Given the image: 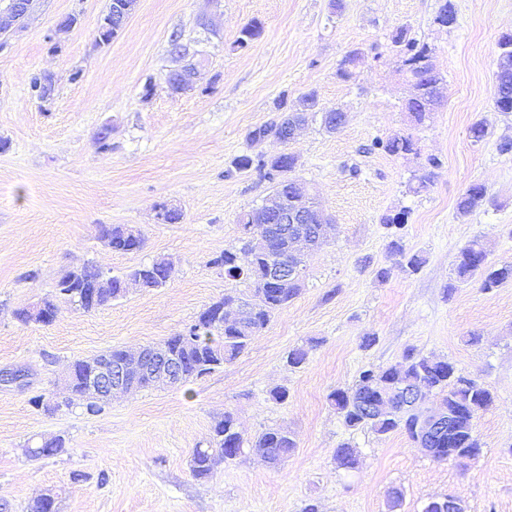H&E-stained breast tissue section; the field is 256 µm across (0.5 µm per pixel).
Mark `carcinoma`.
<instances>
[{
	"label": "carcinoma",
	"mask_w": 512,
	"mask_h": 512,
	"mask_svg": "<svg viewBox=\"0 0 512 512\" xmlns=\"http://www.w3.org/2000/svg\"><path fill=\"white\" fill-rule=\"evenodd\" d=\"M263 31L262 24L252 20L245 24L234 47L245 49L257 40ZM392 43L398 48L401 70L416 82L423 98L431 99L438 95V86L442 77L431 63V49L425 43L408 34L404 27L398 28L392 35ZM494 101L512 104V74L495 73ZM284 135V125L273 121L256 127L248 134L250 140L266 137L280 138ZM371 149L381 150L389 155L406 157L419 155L416 142L409 136L396 135L387 141L375 140ZM296 158L290 153L273 159L253 158L249 155L238 157L234 166L238 170L252 167L264 172L273 183V191L288 196L293 191L296 180L288 173L295 169ZM440 163L427 159L413 175L414 192H419L431 185L437 177ZM487 202V189L482 184H472L457 201V212L467 216L481 208ZM270 217L263 207L253 208L239 217L242 229L249 226L259 227L269 222ZM101 235L109 238V247L118 252L127 251L123 239V226L109 225L101 228ZM389 252L397 257L396 265L403 271L416 272L424 263L416 253H409L398 239L391 240ZM293 258L288 240H274L271 249L264 254H250L244 247L224 250L213 258L210 264L223 270L224 276L232 279H244L252 284L250 299L259 307L257 318L243 328L215 326L198 335L197 349L190 352L188 375L184 381L205 375L216 368L238 358L250 345L255 336L267 326L274 312L286 307L299 293V289L286 291L270 288L264 284L269 265L278 261L288 262ZM160 262L141 264L126 273L113 277V281L141 279L148 288L166 286L165 278L154 274ZM101 267L95 263L87 264L76 270H69L62 275L55 286L54 298L48 303L78 304L83 289L89 287L98 276ZM454 279L448 283V291H453L456 284L476 278L485 292H490L507 281H512V265L495 266L488 262L485 244L475 239L465 244L458 251L453 267ZM383 388L381 400L390 408L387 413L370 415L363 411V404L375 394V389ZM423 387L439 398L443 408L458 411L449 429L443 436L430 442L436 449L433 459L437 462L452 461L460 467L467 466V461L477 456L476 449L481 444L475 435V419L478 413L493 402L492 393L483 384L473 378L458 373L455 366L447 360L423 356L409 352L402 361L390 365L376 374L370 369L361 371L355 383L347 388H337L329 394V400L343 417L346 426L354 429L368 428L378 435H387L395 431H404L411 438H416L414 409L401 400L400 392L405 388ZM244 440L237 430L232 414L216 421L211 427L208 446L196 448L191 456V473L197 479H206L214 471V456L221 455L224 460H234L241 455ZM458 449L456 456L448 457V447ZM254 447L264 449L265 458L272 464L285 459L296 444L290 433L279 428H269L256 437ZM65 448V438L58 435L48 438L29 450L33 458L52 457Z\"/></svg>",
	"instance_id": "obj_1"
}]
</instances>
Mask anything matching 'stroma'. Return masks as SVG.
<instances>
[{
    "label": "stroma",
    "instance_id": "stroma-1",
    "mask_svg": "<svg viewBox=\"0 0 512 512\" xmlns=\"http://www.w3.org/2000/svg\"><path fill=\"white\" fill-rule=\"evenodd\" d=\"M444 0H138L112 42H96L108 0H35L22 28L0 45V372L20 369L19 386L0 385V503L29 512L51 492L59 512H388L399 487V512H422L450 495L465 512H512V281L484 292L478 281L448 291L458 250L481 239L496 265L512 264V112L493 106L497 41L512 31V0H451L452 27L436 23ZM77 17L68 33L57 31ZM263 32L234 48L251 20ZM426 43L445 83L443 102L417 125L403 112L412 88L392 43L399 27ZM187 45L186 60L170 36ZM353 76L336 71L353 50ZM189 62L196 86L171 93V71ZM81 80H72L75 70ZM54 80L51 99L31 96L33 76ZM152 92H145V82ZM315 92L321 106L339 107L346 122L326 132L309 120L289 146L248 133L271 121L280 100L295 104ZM488 128L474 141L476 122ZM109 129V149L99 133ZM409 135L419 157L371 150L375 139ZM298 157L294 176L334 229L307 260L305 285L278 311L249 349L210 374L174 386L116 397L97 414L81 399L56 413L34 396L62 394L61 378L77 358L110 348L130 351L164 341L193 323L210 303L250 282L231 280L211 261L240 246V215L261 205L270 181L255 169L237 171L242 155ZM437 157L434 183L413 192L420 158ZM484 184L489 201L460 216V195ZM180 210L163 223L159 205ZM409 217L399 235L422 268H396L383 215ZM104 224L139 229L144 246L109 249ZM165 257L174 263L166 286L130 287L112 305L90 312L61 304L48 325L23 323L18 308L53 294L60 275L95 262L119 275ZM388 278H377L378 269ZM374 337L363 347L364 337ZM310 345L300 368L292 348ZM451 361L494 397L480 412L479 457L468 468L434 462L405 433L386 436L348 428L329 400L361 370L400 361L407 350ZM286 388L279 402L271 392ZM232 414L249 446L212 477L190 473L194 448ZM296 442L279 464L250 443L268 428ZM64 436L49 458L27 453L41 438ZM355 448L356 468L339 467L341 445Z\"/></svg>",
    "mask_w": 512,
    "mask_h": 512
}]
</instances>
